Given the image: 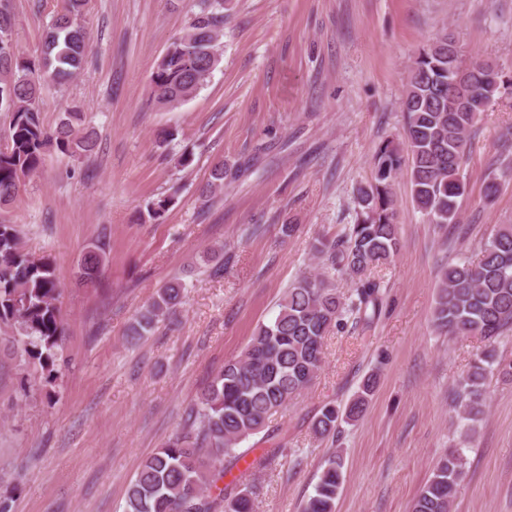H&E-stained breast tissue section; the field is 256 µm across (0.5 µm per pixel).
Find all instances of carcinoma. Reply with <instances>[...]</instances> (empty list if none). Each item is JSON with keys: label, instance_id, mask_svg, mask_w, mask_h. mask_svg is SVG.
Wrapping results in <instances>:
<instances>
[{"label": "carcinoma", "instance_id": "cac0c4a2", "mask_svg": "<svg viewBox=\"0 0 512 512\" xmlns=\"http://www.w3.org/2000/svg\"><path fill=\"white\" fill-rule=\"evenodd\" d=\"M228 0H200L182 36L158 61L152 76L155 103L176 107L209 81L221 58L219 37ZM88 0H66L45 32L40 55L23 56L12 40L14 18L10 0H0V112L8 127L0 138V205L12 202L24 178L39 171L50 151L87 156L94 149L93 132L83 127L79 112H67L57 127L46 129L37 101L46 85L61 86L85 69L91 38L84 16ZM443 33L423 50L406 83L402 102L403 141H383L374 155V180L356 188L355 221L333 240L319 239L315 252L323 271L301 275L287 288L278 313L259 324L239 356L200 392L186 425L155 454L145 459L130 480L123 512H254V492L247 484L226 491L224 457L265 430L268 419L306 388L323 361L326 336L347 319L372 325L384 307L382 283L375 277L400 246L395 221L393 179L406 172L415 207L430 224H457L460 199L466 192L461 174L472 128L502 98V72L479 58L464 62L448 58ZM470 64L477 72L479 93L468 105L457 101L458 71ZM499 169L512 168V128L500 136ZM224 163L214 165L201 196L210 200L224 191ZM175 204L161 195L147 204L148 218L157 221ZM109 244L98 239L83 252L77 285L94 287L107 259ZM353 283L346 295L336 275ZM185 285L170 282L138 311L128 331L135 340L149 335L161 322L172 324ZM61 283L48 257L24 252L15 224H0V325L11 329L28 359L38 365L44 382L57 378L62 361L64 322L59 298ZM432 325L448 336H479L487 342L455 392L453 402L464 434L473 438L485 408V386L497 372L512 375V363L497 358L496 343L512 332V224H502L476 260L465 259L441 269ZM377 384L366 378L342 407L326 406L311 428L326 437L340 420L355 421L365 411ZM343 459L330 456L305 501L302 512H336L343 485ZM464 477L459 448L437 461L432 475L412 502L411 512H450Z\"/></svg>", "mask_w": 512, "mask_h": 512}]
</instances>
